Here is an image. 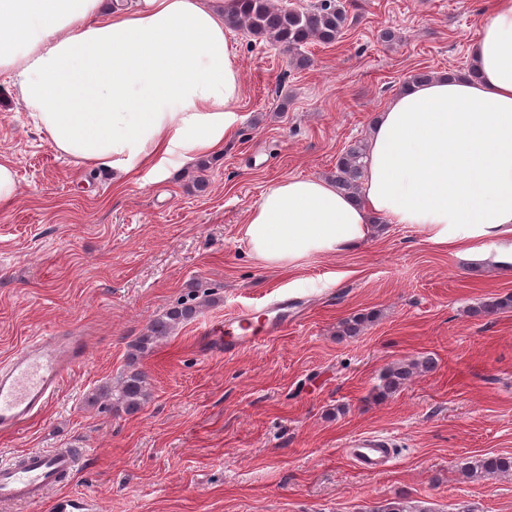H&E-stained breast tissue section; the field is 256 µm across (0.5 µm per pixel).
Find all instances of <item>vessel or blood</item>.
<instances>
[{
    "label": "vessel or blood",
    "mask_w": 512,
    "mask_h": 512,
    "mask_svg": "<svg viewBox=\"0 0 512 512\" xmlns=\"http://www.w3.org/2000/svg\"><path fill=\"white\" fill-rule=\"evenodd\" d=\"M290 298L273 299L279 316L254 325L250 313L243 312L224 323L204 329L211 349L231 355L276 335L289 324ZM86 358L82 337L49 332L34 346L23 348L0 366V430L11 431L38 416L57 395L64 378ZM348 452L363 470L374 472L392 458L391 444L379 435L351 440ZM80 466L79 454L70 448L51 452L29 451L0 464V507L38 506L45 493L74 475Z\"/></svg>",
    "instance_id": "obj_1"
}]
</instances>
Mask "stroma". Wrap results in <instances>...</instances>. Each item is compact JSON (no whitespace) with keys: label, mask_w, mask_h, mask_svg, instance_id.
<instances>
[{"label":"stroma","mask_w":512,"mask_h":512,"mask_svg":"<svg viewBox=\"0 0 512 512\" xmlns=\"http://www.w3.org/2000/svg\"><path fill=\"white\" fill-rule=\"evenodd\" d=\"M485 0H347L353 19L301 67L263 39L232 30L243 92L235 133L195 162L111 173L57 153L0 82V159L19 193L0 205V362L48 331L84 336L87 357L33 421L0 433V461L83 448L69 484L95 512H378L402 499L427 512H512V478L469 480L462 463L512 456V309L472 315L512 294V274L387 224L367 246L269 269L242 233L276 180L326 177L344 147L420 71L469 68ZM396 35L386 43L382 31ZM305 297L299 323L232 356L212 353L206 323L275 296ZM197 311L149 353L132 345L179 301ZM372 314L355 336L340 322ZM432 370L381 399L393 363ZM145 374L151 398L128 414L88 404L100 385ZM392 439L379 472L344 453L358 435Z\"/></svg>","instance_id":"stroma-1"}]
</instances>
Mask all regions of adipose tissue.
<instances>
[{
    "label": "adipose tissue",
    "mask_w": 512,
    "mask_h": 512,
    "mask_svg": "<svg viewBox=\"0 0 512 512\" xmlns=\"http://www.w3.org/2000/svg\"><path fill=\"white\" fill-rule=\"evenodd\" d=\"M238 0H0V77L56 151L130 174L219 153L243 82ZM470 73L409 82L374 116L360 200L321 177L275 182L243 236L265 267L363 247L377 218L477 257L512 237V0H491Z\"/></svg>",
    "instance_id": "1"
}]
</instances>
